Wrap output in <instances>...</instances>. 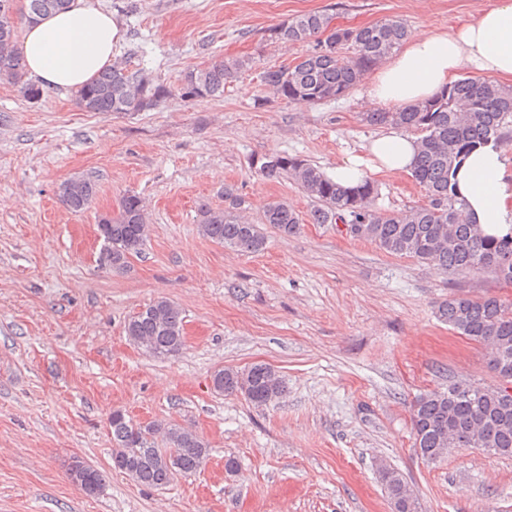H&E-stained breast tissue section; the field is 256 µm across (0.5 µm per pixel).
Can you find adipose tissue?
<instances>
[{"label":"adipose tissue","instance_id":"1","mask_svg":"<svg viewBox=\"0 0 512 512\" xmlns=\"http://www.w3.org/2000/svg\"><path fill=\"white\" fill-rule=\"evenodd\" d=\"M119 27L98 0H71L68 9L26 24L21 52L27 72L42 85L80 89L112 64ZM473 69L512 82V0H492L476 18L447 31L408 33L403 48L373 74L361 100L365 108L399 110L431 97L458 75ZM417 157L415 135L389 125L367 145L327 170L343 186L368 173L401 175ZM457 190L485 233L512 231V161L503 149L486 144L473 151L456 174Z\"/></svg>","mask_w":512,"mask_h":512}]
</instances>
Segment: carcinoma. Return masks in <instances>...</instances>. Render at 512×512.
<instances>
[{"mask_svg":"<svg viewBox=\"0 0 512 512\" xmlns=\"http://www.w3.org/2000/svg\"><path fill=\"white\" fill-rule=\"evenodd\" d=\"M70 0H29L21 17L0 24V37L8 31L17 36L18 25L34 17H45L68 7ZM318 35L317 48L291 67L263 72L264 83L291 103L314 104L348 94L403 43L407 29L399 20L385 19L367 26L331 25L319 12L298 15L271 30L283 43H305ZM242 63L218 60L204 69H191L181 79L184 99L215 97L224 93ZM0 79L19 87L24 98L39 100L43 90L26 77L24 58L17 50L0 45ZM169 94L138 71L114 65L102 70L77 92L76 103L85 112H145ZM373 125H398L418 135V155L411 176L424 190L426 202L405 213L385 214L374 208L378 186L364 179L355 188H344L327 178L305 159L283 155L263 166L268 179L293 181L314 203L316 224H350L363 217L350 237L375 244L381 250L412 257L458 275L490 273L498 282L512 285V231L482 235L471 223L466 202L456 190L457 169L470 151L490 141L512 140V88L486 79L465 77L451 82L433 97L399 111L366 113ZM96 184L89 178L67 180L59 187L60 201L74 212L92 204ZM99 223L104 241V265L123 270L129 256L137 254L147 240L142 200L124 196L115 215L105 214ZM261 223L282 237L297 234L300 219L284 200L268 203ZM199 230L203 236L225 247L247 253L266 248L267 237L256 224H248L229 210L202 211ZM439 319L459 335L488 348L486 364L494 376L501 367H512V303L495 296L474 299L453 294L438 305ZM129 340L150 356L168 360L179 356L186 344L181 311L166 299H158L131 317L125 325ZM216 392L241 395L256 407L282 397L284 382L263 363L246 369L224 367L212 375ZM112 461L117 470L147 487H163L179 476L201 470L208 444L192 430L171 422L137 423L120 410L112 412ZM411 425L414 447L437 449L446 460L456 448L448 436L459 432L478 435L480 447L498 456H512V401L505 404L500 392L465 381L448 382L444 391H429L416 397ZM69 476L87 495L98 494L103 474L78 457L71 460ZM384 493L397 512H417V501L408 495L404 477L395 469L381 468Z\"/></svg>","mask_w":512,"mask_h":512,"instance_id":"carcinoma-1","label":"carcinoma"}]
</instances>
